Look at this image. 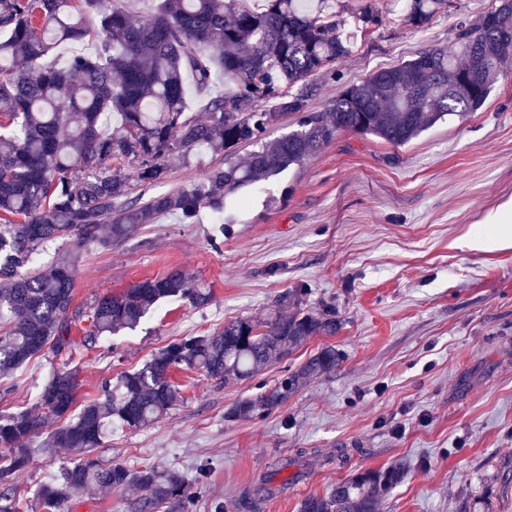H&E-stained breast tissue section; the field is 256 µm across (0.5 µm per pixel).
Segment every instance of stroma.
Masks as SVG:
<instances>
[{
  "label": "stroma",
  "instance_id": "1",
  "mask_svg": "<svg viewBox=\"0 0 512 512\" xmlns=\"http://www.w3.org/2000/svg\"><path fill=\"white\" fill-rule=\"evenodd\" d=\"M380 22L339 59L336 78H320L310 103L323 110L345 85L444 47L460 25L476 23L495 0H452L422 29L402 20L396 0H375ZM224 160L198 148L169 155V177L134 187L146 197L189 189ZM224 241H213L216 215L197 223L162 216L129 242L85 250L73 304L116 294L178 270L211 292L206 307L171 300L135 330L71 359L32 358L0 376V410L31 406L60 369L78 373V403L104 380L141 367L176 338L223 328L225 321L267 318L276 300L307 289L304 308L335 304L343 327L309 341L288 359L246 381L179 371L176 404L139 431H114L97 456L139 468L194 472L210 464L196 512H298L299 501L365 470L402 462L408 473L382 512H512V246L464 248L474 235L512 225V63L476 112L451 117L403 145L339 133L303 164L239 190L224 207ZM342 360L265 415L230 420L237 400L274 384L325 344ZM347 451L346 463L333 460ZM70 448L36 457L17 483L18 512H42L38 484L71 466ZM298 460V469L278 470ZM302 479H294L295 471ZM280 491L258 499L264 479Z\"/></svg>",
  "mask_w": 512,
  "mask_h": 512
}]
</instances>
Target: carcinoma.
Segmentation results:
<instances>
[{
  "label": "carcinoma",
  "instance_id": "cac0c4a2",
  "mask_svg": "<svg viewBox=\"0 0 512 512\" xmlns=\"http://www.w3.org/2000/svg\"><path fill=\"white\" fill-rule=\"evenodd\" d=\"M129 0H0V375L33 356L63 355L76 342L72 327L89 322L83 344L137 327L158 302L203 307L211 294L187 287L184 274L143 280L95 298L90 311L73 306L80 253L29 268L38 248L72 239L77 247L110 248L136 228L172 215L193 224L201 210H224V197L266 181L316 154L343 131L403 145L452 116L478 111L495 77L512 60V0H498L478 24L462 26L447 48L429 47L398 65L346 86L324 111L309 110L315 75L333 66L378 23L372 0H160L155 16L136 23ZM445 0H406L404 21L422 28ZM100 43L93 56L46 62L67 42ZM230 88L212 92L213 66ZM204 93L205 119L185 115L186 76ZM294 115L299 129L267 140L270 128ZM224 152L191 189L143 201L132 185L167 180L164 157L198 147ZM251 146L247 161L236 157ZM129 168L112 173L113 163ZM336 307H301L264 322L236 319L207 335L174 339L141 368L107 380L98 397L73 413L76 374L55 372L33 406L0 415V485L12 487L32 456L74 448L82 457L39 485L33 498L59 512L78 494L137 485L147 494L125 500L123 512H196L195 482L181 471L103 464L92 456L112 428L152 424L178 399L176 370L215 379L248 380L292 355L315 336H334ZM340 361L323 346L273 386L238 402L230 418L252 417L286 402ZM59 422L49 428V420ZM403 470H366L303 498L298 512H381Z\"/></svg>",
  "mask_w": 512,
  "mask_h": 512
}]
</instances>
